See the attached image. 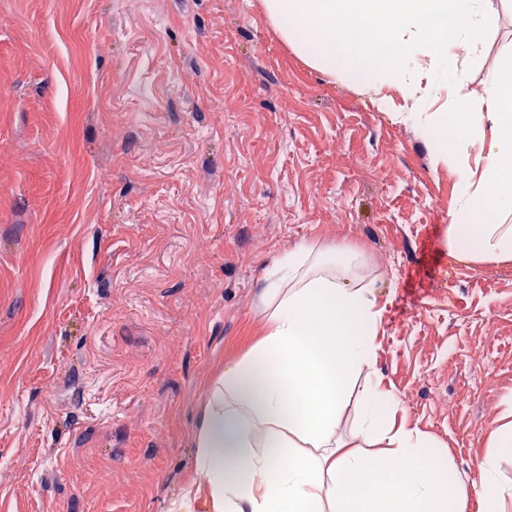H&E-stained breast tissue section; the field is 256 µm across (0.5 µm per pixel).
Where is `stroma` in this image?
Masks as SVG:
<instances>
[{
  "label": "stroma",
  "mask_w": 512,
  "mask_h": 512,
  "mask_svg": "<svg viewBox=\"0 0 512 512\" xmlns=\"http://www.w3.org/2000/svg\"><path fill=\"white\" fill-rule=\"evenodd\" d=\"M485 57L512 63V0ZM223 102V111L213 109ZM0 512H168L273 258L360 251L375 367L475 495L512 452V262L450 258L420 128L311 67L263 0H0Z\"/></svg>",
  "instance_id": "35a3bbf8"
}]
</instances>
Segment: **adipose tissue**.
<instances>
[{"instance_id": "ef3b65f1", "label": "adipose tissue", "mask_w": 512, "mask_h": 512, "mask_svg": "<svg viewBox=\"0 0 512 512\" xmlns=\"http://www.w3.org/2000/svg\"><path fill=\"white\" fill-rule=\"evenodd\" d=\"M263 2L314 68L379 107L390 105L387 87L411 103L398 120L437 141L438 161L460 184L449 252L512 261V69L491 66L466 98L424 105L448 79H462L459 62L479 58L490 0ZM261 299L260 337L209 389L178 512H191L201 493L214 512H468L447 464L381 387L380 311L360 256L298 243L273 259ZM350 413L356 429L345 439L337 430ZM510 495L495 460L482 463L478 512H502Z\"/></svg>"}]
</instances>
